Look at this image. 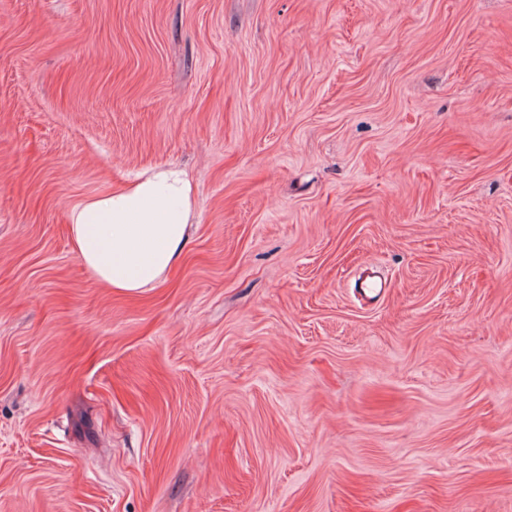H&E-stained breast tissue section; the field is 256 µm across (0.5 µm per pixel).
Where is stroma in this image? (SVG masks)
Listing matches in <instances>:
<instances>
[{"mask_svg":"<svg viewBox=\"0 0 512 512\" xmlns=\"http://www.w3.org/2000/svg\"><path fill=\"white\" fill-rule=\"evenodd\" d=\"M168 164L99 287L70 209ZM0 512H512V0H0ZM196 218L192 176L158 167L74 205L69 232L98 284L134 295L164 282L191 240Z\"/></svg>","mask_w":512,"mask_h":512,"instance_id":"obj_1","label":"stroma"}]
</instances>
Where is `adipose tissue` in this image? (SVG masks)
<instances>
[{
    "instance_id": "obj_1",
    "label": "adipose tissue",
    "mask_w": 512,
    "mask_h": 512,
    "mask_svg": "<svg viewBox=\"0 0 512 512\" xmlns=\"http://www.w3.org/2000/svg\"><path fill=\"white\" fill-rule=\"evenodd\" d=\"M196 218L192 176L178 167H158L74 205L69 232L98 284L134 295L164 282Z\"/></svg>"
}]
</instances>
